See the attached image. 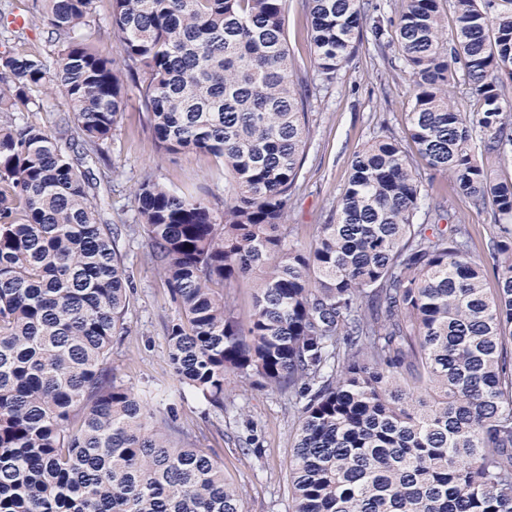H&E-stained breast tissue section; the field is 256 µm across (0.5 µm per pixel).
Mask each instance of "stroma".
<instances>
[{"mask_svg":"<svg viewBox=\"0 0 512 512\" xmlns=\"http://www.w3.org/2000/svg\"><path fill=\"white\" fill-rule=\"evenodd\" d=\"M384 28L381 43L363 32L354 57L323 83L309 43V21L298 4L288 10V47L299 76L316 84L310 100V137L286 226L291 238L309 246L319 225L328 223L350 177L351 161L374 141L393 137L409 144L407 112L412 83L396 50V22L402 0H375ZM125 112L112 140L89 168L94 182L110 184L111 210L100 216L111 225L122 265L130 278V331L114 338L110 366L117 380L151 398L156 413L197 440L224 465L226 478L245 497L246 512H292L289 461L299 428V413L287 395L256 389L228 375L223 408L183 385L166 359L167 327L181 316L170 288L150 257L147 235L137 220L136 195L145 175H153L179 194L204 199L223 209L231 190L224 166L192 151L159 154L148 114L135 85H128ZM424 202L449 211L466 228L474 253L486 254L495 231L491 210L472 207L456 195L448 179L416 160Z\"/></svg>","mask_w":512,"mask_h":512,"instance_id":"obj_1","label":"stroma"}]
</instances>
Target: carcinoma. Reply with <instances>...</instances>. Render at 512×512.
I'll return each mask as SVG.
<instances>
[{"mask_svg":"<svg viewBox=\"0 0 512 512\" xmlns=\"http://www.w3.org/2000/svg\"><path fill=\"white\" fill-rule=\"evenodd\" d=\"M89 2L33 0L21 27L0 13L4 31L38 21L57 47L0 52V512H245L223 464L109 368L130 282L98 223L111 203L81 167L112 140L134 71L158 149L211 155L234 183L220 213L150 176L137 195L182 311L167 329L179 380L217 408L229 373L294 395V512H512V178L478 160L512 147V0H452V32L441 0H403L396 24L413 149L498 218L491 292L466 230L440 228L449 213L418 221L421 177L395 138L356 155L314 245L289 238L311 89L294 72L288 0H110L120 61ZM304 7L325 82L367 24L382 39L373 0ZM459 62L474 120L451 90ZM58 92L71 115L53 137L21 111ZM254 273L243 327L232 290Z\"/></svg>","mask_w":512,"mask_h":512,"instance_id":"obj_1","label":"carcinoma"}]
</instances>
